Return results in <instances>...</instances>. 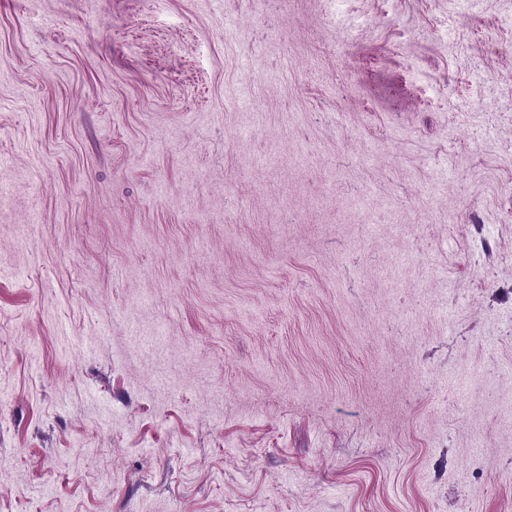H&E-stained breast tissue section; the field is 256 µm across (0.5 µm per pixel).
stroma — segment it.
I'll return each mask as SVG.
<instances>
[{
	"mask_svg": "<svg viewBox=\"0 0 512 512\" xmlns=\"http://www.w3.org/2000/svg\"><path fill=\"white\" fill-rule=\"evenodd\" d=\"M0 512H512V0H0Z\"/></svg>",
	"mask_w": 512,
	"mask_h": 512,
	"instance_id": "35a3bbf8",
	"label": "stroma"
}]
</instances>
